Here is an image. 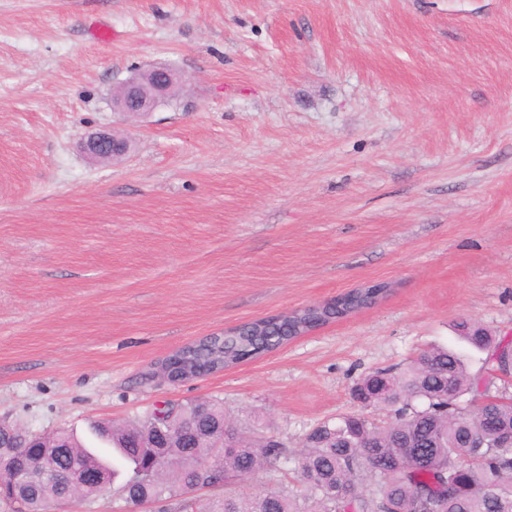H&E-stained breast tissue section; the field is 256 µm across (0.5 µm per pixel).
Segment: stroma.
Masks as SVG:
<instances>
[{
  "mask_svg": "<svg viewBox=\"0 0 512 512\" xmlns=\"http://www.w3.org/2000/svg\"><path fill=\"white\" fill-rule=\"evenodd\" d=\"M175 101L114 111L154 66ZM105 130L131 143L99 162ZM377 282L371 308L176 384L161 363ZM512 337V0H0V421L209 398L297 456L366 374ZM84 153L92 159L112 157L123 154L128 149L125 140H118L111 132L98 131L89 133L83 143Z\"/></svg>",
  "mask_w": 512,
  "mask_h": 512,
  "instance_id": "obj_1",
  "label": "stroma"
}]
</instances>
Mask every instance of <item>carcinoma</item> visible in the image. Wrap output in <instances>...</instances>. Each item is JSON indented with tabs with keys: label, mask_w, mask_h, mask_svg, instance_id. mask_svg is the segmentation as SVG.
<instances>
[{
	"label": "carcinoma",
	"mask_w": 512,
	"mask_h": 512,
	"mask_svg": "<svg viewBox=\"0 0 512 512\" xmlns=\"http://www.w3.org/2000/svg\"><path fill=\"white\" fill-rule=\"evenodd\" d=\"M367 302L360 290H350L336 299L334 315L347 317ZM291 339L288 316L275 315L202 343L229 368ZM462 340L485 354L475 374L457 353L433 347L399 374L381 370L361 378L353 389L360 410L324 421L304 438L294 459L299 497L280 488L217 492L205 501L185 496L186 487L206 482L213 469L232 482L288 462L283 443L240 432L212 400L161 410L171 418L163 437L156 413L137 423H101L95 434L130 472L121 487L125 501L163 502V512H420L423 500L433 512H512V443L496 436L512 432V392H478L485 372L512 370V341L481 327ZM382 407L391 413L380 422L367 413ZM32 438L18 426L0 433V456L15 460L0 465V489L11 490L25 512L92 499L118 474L107 448H92L68 431L45 437L39 448L29 447ZM90 466L102 470L101 480L77 482V470Z\"/></svg>",
	"instance_id": "carcinoma-1"
}]
</instances>
